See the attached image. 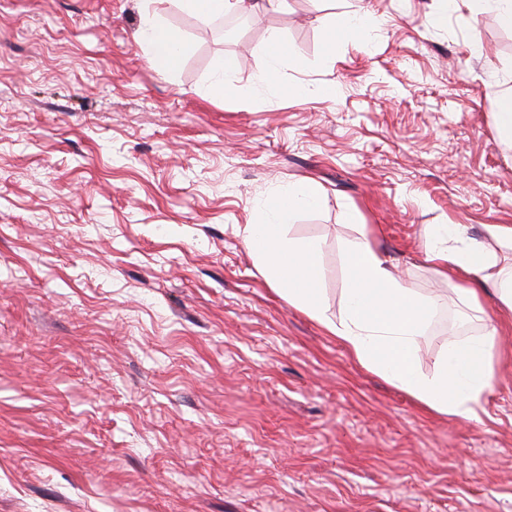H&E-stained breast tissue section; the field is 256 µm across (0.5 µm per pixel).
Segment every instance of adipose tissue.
<instances>
[{
    "label": "adipose tissue",
    "instance_id": "adipose-tissue-1",
    "mask_svg": "<svg viewBox=\"0 0 512 512\" xmlns=\"http://www.w3.org/2000/svg\"><path fill=\"white\" fill-rule=\"evenodd\" d=\"M179 10L209 20L227 13L254 14L258 0H171ZM138 39L151 67L177 73L189 50L186 36L151 11L141 16ZM301 71L306 61L271 35L266 52L256 58L258 78L274 81L282 62ZM321 192L313 185L291 182L263 204L258 223L247 225L244 244L271 287L289 305L321 324L363 367L440 415L474 419L485 391L492 386L494 333L449 342L433 375L416 368L419 339L435 302L420 297L396 277L376 250L367 231L345 242L346 288L338 319L327 316L321 298L322 243L290 236L295 215L317 208ZM425 259L441 276L465 279L459 292L474 310L482 308V286L494 290L500 308L512 314V272L497 253L470 240L461 224H435L426 232Z\"/></svg>",
    "mask_w": 512,
    "mask_h": 512
}]
</instances>
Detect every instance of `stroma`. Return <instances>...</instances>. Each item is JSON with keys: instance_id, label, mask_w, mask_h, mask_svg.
<instances>
[{"instance_id": "obj_1", "label": "stroma", "mask_w": 512, "mask_h": 512, "mask_svg": "<svg viewBox=\"0 0 512 512\" xmlns=\"http://www.w3.org/2000/svg\"><path fill=\"white\" fill-rule=\"evenodd\" d=\"M150 7L190 43L176 74L138 41ZM345 11L364 31L324 59ZM273 33L307 67L263 85ZM230 53L249 62L219 99ZM491 70L512 30L440 0H282L230 40L169 0H0V512H512V319L424 260L429 225H512ZM293 181L324 193L290 233L323 242L330 317L361 223L439 299L422 372L497 327L477 419L424 409L267 283L244 230ZM240 67L241 60L237 56H224L210 84L212 94L220 98L233 94L235 92L233 78Z\"/></svg>"}]
</instances>
